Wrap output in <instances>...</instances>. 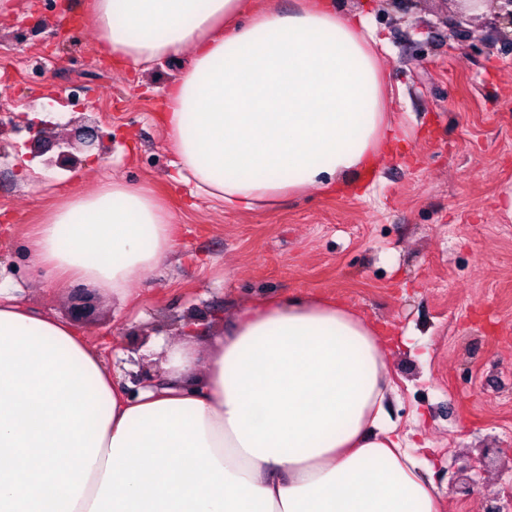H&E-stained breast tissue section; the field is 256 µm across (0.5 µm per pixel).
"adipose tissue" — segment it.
I'll list each match as a JSON object with an SVG mask.
<instances>
[{"mask_svg":"<svg viewBox=\"0 0 512 512\" xmlns=\"http://www.w3.org/2000/svg\"><path fill=\"white\" fill-rule=\"evenodd\" d=\"M247 0H93L119 62L192 52L162 116L181 179L245 213L344 189L398 137L364 20L336 0L236 25ZM177 245L145 187L77 188L35 225V268L124 303ZM389 346L348 309L259 297L130 392L64 323L0 290V512H438L384 416Z\"/></svg>","mask_w":512,"mask_h":512,"instance_id":"1","label":"adipose tissue"}]
</instances>
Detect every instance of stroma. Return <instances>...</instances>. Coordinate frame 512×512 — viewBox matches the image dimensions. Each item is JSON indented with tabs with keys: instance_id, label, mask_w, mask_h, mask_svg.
Masks as SVG:
<instances>
[{
	"instance_id": "obj_1",
	"label": "stroma",
	"mask_w": 512,
	"mask_h": 512,
	"mask_svg": "<svg viewBox=\"0 0 512 512\" xmlns=\"http://www.w3.org/2000/svg\"><path fill=\"white\" fill-rule=\"evenodd\" d=\"M92 0H11L0 13V285L71 326L113 373L144 361L155 340L188 317L200 338L261 296L312 295L354 310L392 339L387 410L415 428L433 464L439 512H490L512 500V47L482 44L489 12L456 40L445 0H340L367 17L407 153L361 175L356 190H312L276 209L229 214L176 180L161 115L182 55L147 69L100 51ZM58 102L56 138L75 125L99 149L42 151L26 130L35 107ZM151 189L181 226L160 267L134 277L123 307L96 294L73 312V282L33 267L27 240L76 179ZM411 346H404V337ZM487 466L473 493L455 492L463 468Z\"/></svg>"
}]
</instances>
